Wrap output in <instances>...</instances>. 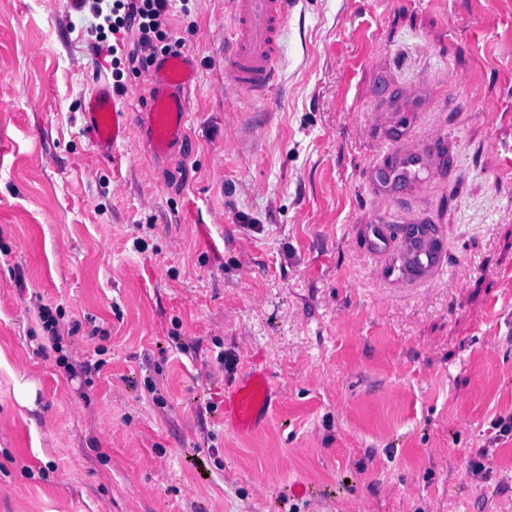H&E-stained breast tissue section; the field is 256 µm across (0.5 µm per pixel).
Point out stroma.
Instances as JSON below:
<instances>
[{"label":"stroma","instance_id":"stroma-1","mask_svg":"<svg viewBox=\"0 0 512 512\" xmlns=\"http://www.w3.org/2000/svg\"><path fill=\"white\" fill-rule=\"evenodd\" d=\"M231 2L171 8L196 82L159 164L82 129L115 35L0 0V512H512V0H297L263 97ZM422 84L419 192L377 171ZM394 212L445 240L431 287L368 276ZM35 294L98 374L40 351ZM257 365L279 403L242 437L221 403Z\"/></svg>","mask_w":512,"mask_h":512}]
</instances>
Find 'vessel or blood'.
Returning a JSON list of instances; mask_svg holds the SVG:
<instances>
[{
  "instance_id": "obj_1",
  "label": "vessel or blood",
  "mask_w": 512,
  "mask_h": 512,
  "mask_svg": "<svg viewBox=\"0 0 512 512\" xmlns=\"http://www.w3.org/2000/svg\"><path fill=\"white\" fill-rule=\"evenodd\" d=\"M294 0H232L233 51L230 70L235 87L262 95L271 87L280 58L279 35ZM194 81L191 59L184 53L162 55L148 78V95L141 110L120 103L110 84L95 78L81 99L84 130L90 143L105 157L115 156L128 142L132 131H140L148 155L163 162L182 147L191 119L189 92ZM396 169L409 175L424 169L428 160L417 138L395 146ZM398 248L400 263L380 267L376 275L386 282L427 283L443 265L441 245L392 243L387 236L372 235L369 251L378 255ZM278 396L263 370L252 369L225 388L222 404L224 426L241 435L253 433Z\"/></svg>"
}]
</instances>
